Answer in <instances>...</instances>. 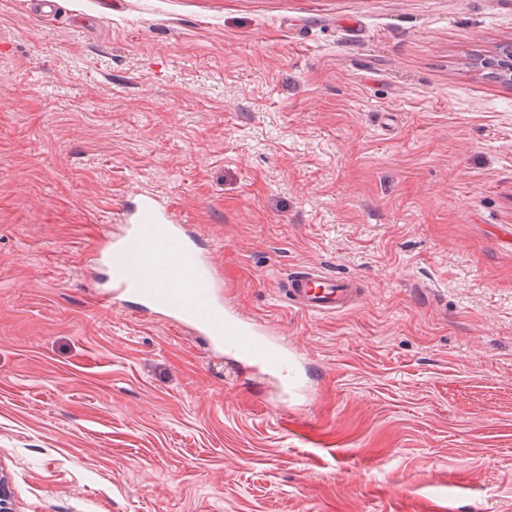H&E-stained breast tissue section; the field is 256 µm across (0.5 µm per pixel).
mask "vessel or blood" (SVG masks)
<instances>
[{
	"label": "vessel or blood",
	"mask_w": 512,
	"mask_h": 512,
	"mask_svg": "<svg viewBox=\"0 0 512 512\" xmlns=\"http://www.w3.org/2000/svg\"><path fill=\"white\" fill-rule=\"evenodd\" d=\"M120 231L106 241L104 254L112 279L113 300L132 297L142 309L159 313L261 374L285 375L298 366L297 350L232 308H220L223 283L210 252L198 249L172 204L148 189H138L122 212ZM185 282L170 288V278ZM356 288L352 281L320 271H297L287 295L297 310L317 316L345 311Z\"/></svg>",
	"instance_id": "vessel-or-blood-1"
}]
</instances>
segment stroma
<instances>
[{"mask_svg":"<svg viewBox=\"0 0 512 512\" xmlns=\"http://www.w3.org/2000/svg\"><path fill=\"white\" fill-rule=\"evenodd\" d=\"M511 45L512 0H0L18 512H512ZM140 188L306 392L109 303ZM312 266L348 311L286 306Z\"/></svg>","mask_w":512,"mask_h":512,"instance_id":"stroma-1","label":"stroma"}]
</instances>
